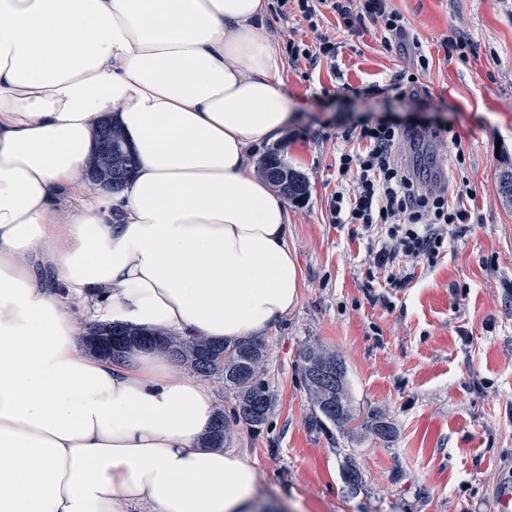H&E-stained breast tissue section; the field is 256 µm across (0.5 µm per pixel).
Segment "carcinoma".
<instances>
[{
    "label": "carcinoma",
    "instance_id": "cac0c4a2",
    "mask_svg": "<svg viewBox=\"0 0 512 512\" xmlns=\"http://www.w3.org/2000/svg\"><path fill=\"white\" fill-rule=\"evenodd\" d=\"M138 159L122 129L112 125V191H122ZM262 174L288 198L307 195L308 181L287 167L276 152L261 162ZM90 349L103 356L121 357L136 344L159 348L172 361L203 377H219L224 389L235 397L234 420L253 429L266 424L274 406V395L267 381L268 348L265 341L252 336L232 344L203 337L183 336L173 331L138 329L121 324L97 325L91 329ZM301 374L317 416L343 431H366L388 441L394 436L392 423L381 412H371L364 419L356 414L347 381L343 357L318 343L307 345L301 355ZM230 436V421L218 409L206 436L213 448L224 447Z\"/></svg>",
    "mask_w": 512,
    "mask_h": 512
}]
</instances>
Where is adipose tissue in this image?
<instances>
[{"mask_svg":"<svg viewBox=\"0 0 512 512\" xmlns=\"http://www.w3.org/2000/svg\"><path fill=\"white\" fill-rule=\"evenodd\" d=\"M267 0H0V512H248L257 473L158 350L86 327L227 343L300 299L288 204L251 168L292 115ZM140 165L90 188L103 117Z\"/></svg>","mask_w":512,"mask_h":512,"instance_id":"ef3b65f1","label":"adipose tissue"}]
</instances>
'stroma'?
Instances as JSON below:
<instances>
[{
	"instance_id": "35a3bbf8",
	"label": "stroma",
	"mask_w": 512,
	"mask_h": 512,
	"mask_svg": "<svg viewBox=\"0 0 512 512\" xmlns=\"http://www.w3.org/2000/svg\"><path fill=\"white\" fill-rule=\"evenodd\" d=\"M392 4L408 40L386 49L375 28L347 33L327 10L335 63L286 61L281 72L295 119L274 146L309 181L307 197L288 203L301 295L261 333L274 409L260 432L234 427L227 445L288 512H501L499 493L512 487V203L497 177L512 169V0ZM454 34L472 45L467 59L446 55ZM417 41L431 70L400 99L388 86L410 69ZM385 112L440 130L406 141L400 158L428 185L462 191L472 221L449 228L432 266L400 258L372 277L370 236L332 223L329 202L340 153L358 149L342 131ZM311 341L343 356L357 413L390 417L391 442L316 422L299 369Z\"/></svg>"
}]
</instances>
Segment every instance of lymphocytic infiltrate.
<instances>
[{
    "label": "lymphocytic infiltrate",
    "mask_w": 512,
    "mask_h": 512,
    "mask_svg": "<svg viewBox=\"0 0 512 512\" xmlns=\"http://www.w3.org/2000/svg\"><path fill=\"white\" fill-rule=\"evenodd\" d=\"M292 7L307 22L314 39L309 44L289 40L288 57L313 67L335 61L337 56L336 41L320 29L323 9H330L339 25L351 33L368 23L379 26L387 47L406 35L404 18L389 0H277L280 14ZM418 127L412 118L387 113L378 118L364 116L342 133L345 140H356L361 148L339 157L338 173L351 178L352 186L332 196V221L376 233L372 264L381 270L400 256L434 261L449 225L465 224L471 218L466 209L449 204L447 188L427 187L399 162L400 143Z\"/></svg>",
    "instance_id": "lymphocytic-infiltrate-1"
}]
</instances>
